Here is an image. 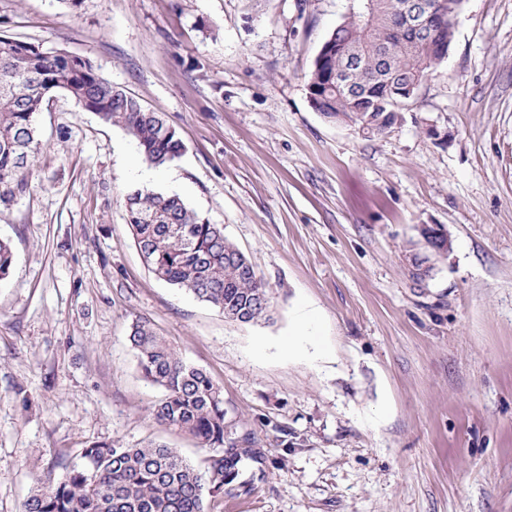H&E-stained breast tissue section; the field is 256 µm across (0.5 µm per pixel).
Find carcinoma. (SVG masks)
I'll return each mask as SVG.
<instances>
[{
	"instance_id": "1",
	"label": "carcinoma",
	"mask_w": 512,
	"mask_h": 512,
	"mask_svg": "<svg viewBox=\"0 0 512 512\" xmlns=\"http://www.w3.org/2000/svg\"><path fill=\"white\" fill-rule=\"evenodd\" d=\"M333 44L354 50L356 66L334 55L314 62L308 84L318 88L324 118L381 135L410 104L399 91L427 76L448 54L453 40L451 12L463 0H446L448 13L430 20L424 34L399 22L406 0H347ZM343 77L336 86L332 74ZM64 90L99 119L121 128L146 162L162 167L185 145L162 113L145 107L115 86L84 58L17 37L0 36V200L27 186V173L40 145L37 115ZM128 223L148 271L159 281L191 292L219 309L224 318L251 323L271 318L269 290L246 255L224 235V225L201 218L179 196L151 190L126 195ZM13 252L0 241V280L8 277ZM128 341L143 378L165 395L151 412L154 419L212 450L199 468L163 443L142 447L99 444L83 449V465L62 480L41 479L23 512H207V498L227 489L250 491L247 463H261L255 437L246 432L225 443L226 411L219 385L204 370L188 364L161 336L150 319L130 326Z\"/></svg>"
}]
</instances>
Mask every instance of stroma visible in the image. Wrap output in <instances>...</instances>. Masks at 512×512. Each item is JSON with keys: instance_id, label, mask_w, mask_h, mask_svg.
<instances>
[{"instance_id": "35a3bbf8", "label": "stroma", "mask_w": 512, "mask_h": 512, "mask_svg": "<svg viewBox=\"0 0 512 512\" xmlns=\"http://www.w3.org/2000/svg\"><path fill=\"white\" fill-rule=\"evenodd\" d=\"M346 3L0 0L1 35L89 59L185 144L152 169L68 94L41 112L27 186L0 202V512L97 444L203 466L151 414L139 317L221 387L228 439L255 436L252 493L210 512H512V0H464L448 55L371 138L308 98ZM139 188L223 225L272 320L155 279L124 206ZM438 226L440 253L418 243ZM303 310L314 343L291 355Z\"/></svg>"}]
</instances>
